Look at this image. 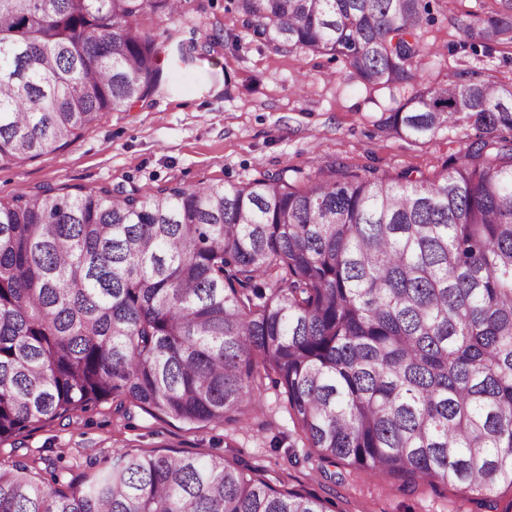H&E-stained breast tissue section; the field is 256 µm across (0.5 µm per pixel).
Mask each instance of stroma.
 Returning <instances> with one entry per match:
<instances>
[{
    "label": "stroma",
    "mask_w": 512,
    "mask_h": 512,
    "mask_svg": "<svg viewBox=\"0 0 512 512\" xmlns=\"http://www.w3.org/2000/svg\"><path fill=\"white\" fill-rule=\"evenodd\" d=\"M499 6V0H430L434 21L423 26V39L439 48L462 40L458 19ZM140 23L213 48L190 66L165 65L163 90L128 111L104 113L71 145L0 166L1 200L47 186L242 183L282 169L303 179L331 161L357 173L416 169L433 177L466 148L465 125L423 144L383 135L378 122L404 92L365 88L340 57L274 51L243 28L233 0H185L177 20L145 16ZM420 67L430 87L464 69L512 85V47L445 52L424 57ZM260 399L262 410L249 426L199 429L136 406L118 413L106 400L0 441V465L22 460L41 474L56 464L65 480L79 482L124 452L219 455L261 470L279 488L318 497L328 512H484L458 487L422 484L405 492L397 480H370L354 467L308 456L282 388L265 384Z\"/></svg>",
    "instance_id": "obj_1"
}]
</instances>
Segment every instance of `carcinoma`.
<instances>
[{
  "label": "carcinoma",
  "instance_id": "1",
  "mask_svg": "<svg viewBox=\"0 0 512 512\" xmlns=\"http://www.w3.org/2000/svg\"><path fill=\"white\" fill-rule=\"evenodd\" d=\"M183 0H0V164L145 101L194 41L139 26ZM278 52L343 57L369 89L422 84L425 0H234ZM451 52L512 46V0ZM466 125L434 178L331 162L299 182L48 187L0 201V440L112 399L193 426L247 422L282 388L319 460L512 489V86L461 71L379 129ZM0 512H326L222 457L122 453L81 483L0 466Z\"/></svg>",
  "mask_w": 512,
  "mask_h": 512
}]
</instances>
